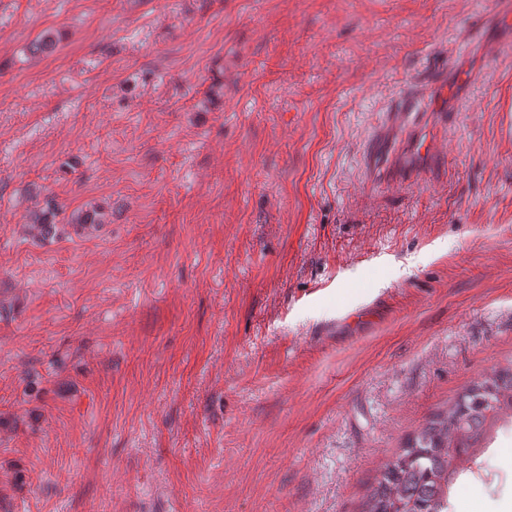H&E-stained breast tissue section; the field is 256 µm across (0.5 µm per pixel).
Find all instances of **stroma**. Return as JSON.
I'll use <instances>...</instances> for the list:
<instances>
[{
	"mask_svg": "<svg viewBox=\"0 0 512 512\" xmlns=\"http://www.w3.org/2000/svg\"><path fill=\"white\" fill-rule=\"evenodd\" d=\"M506 12L0 0V512H363L406 437L512 362ZM438 84L441 161L376 185L372 143L401 152L394 112ZM470 490L512 512V428L448 512Z\"/></svg>",
	"mask_w": 512,
	"mask_h": 512,
	"instance_id": "stroma-1",
	"label": "stroma"
}]
</instances>
